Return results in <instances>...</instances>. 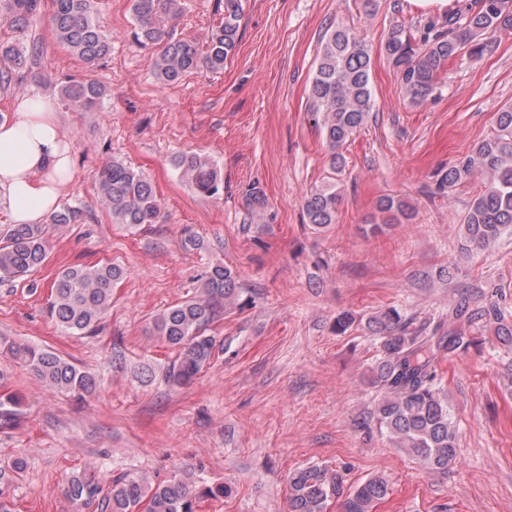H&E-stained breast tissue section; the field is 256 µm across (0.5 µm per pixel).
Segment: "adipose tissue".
I'll return each mask as SVG.
<instances>
[{
  "mask_svg": "<svg viewBox=\"0 0 512 512\" xmlns=\"http://www.w3.org/2000/svg\"><path fill=\"white\" fill-rule=\"evenodd\" d=\"M74 141L58 118L57 102L42 95L16 97L0 122V189L16 224H42L74 182Z\"/></svg>",
  "mask_w": 512,
  "mask_h": 512,
  "instance_id": "1",
  "label": "adipose tissue"
}]
</instances>
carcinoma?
Returning a JSON list of instances; mask_svg holds the SVG:
<instances>
[{
	"label": "carcinoma",
	"mask_w": 512,
	"mask_h": 512,
	"mask_svg": "<svg viewBox=\"0 0 512 512\" xmlns=\"http://www.w3.org/2000/svg\"><path fill=\"white\" fill-rule=\"evenodd\" d=\"M42 2L0 0V20L23 35L40 17ZM53 2L50 23L56 41L90 66L105 59L111 41L95 19L94 0ZM132 12L140 44L157 49V79L170 84L200 67L213 72L224 69L239 40L243 0H223L219 18L201 48L173 37L170 25L182 12V0H132ZM502 30H512L508 0H474L449 14L444 26L429 23L420 32L398 22L390 25L382 51L399 76L405 95L419 103L434 94L441 73L462 49L467 47L479 55L488 50L481 37ZM38 55L35 42H0V87L31 71ZM372 59V45L355 29L340 24L326 29L308 97L312 120L329 152L330 176L302 200L305 223L317 232L336 223L345 168L343 148L373 112ZM60 95L69 107L97 112L108 89L92 78H64ZM173 165L180 177L203 196H218L224 188L221 168L206 156L181 154ZM474 178L483 180V191L474 198L464 219V249L485 251L512 234V105L496 112L488 138L439 171L436 190ZM95 188L113 223H159L162 202L142 172L113 160L99 170ZM246 196L252 211H265L268 201L260 187L251 186ZM377 206L382 213H398L407 220L412 217L409 205L395 196L381 197ZM82 217L81 209L64 207L46 224L14 225L0 240V279L21 278L37 270L49 254L50 225L75 224ZM124 277L125 269L112 262L62 270L51 287L49 317L72 335L95 332L112 304L113 288ZM199 281L194 297L168 308L154 320L158 336L177 351L176 359L164 372L166 383L172 387L189 384L210 363L216 340L208 334L209 327L227 311L245 305L241 297L246 289L231 267L214 265ZM476 325L492 326L499 339L512 342V307L492 301L474 309L470 299L462 297L448 308L446 334L439 324L431 329L414 327L412 320L395 307L366 321L369 333L379 340L371 375L372 383L382 391L369 418L396 441L398 448L437 473L447 472L456 463L458 452L456 425L441 386L438 364L445 353L473 343ZM0 353L30 368L58 392L82 397L99 386L96 375L79 369L67 358L46 348L19 343L5 333H0ZM20 418L19 400L1 394L0 425L13 426ZM24 467L25 461L18 458L9 469L0 468V512H10L13 484ZM66 493L74 501L100 497L110 512H196L200 500L224 495V487L197 489L190 476L159 483L117 479L104 494L98 485L75 475ZM389 495V483L381 476L346 487L342 474L326 465L298 469L289 478L290 512H329L333 505L338 512H376Z\"/></svg>",
	"instance_id": "cac0c4a2"
}]
</instances>
